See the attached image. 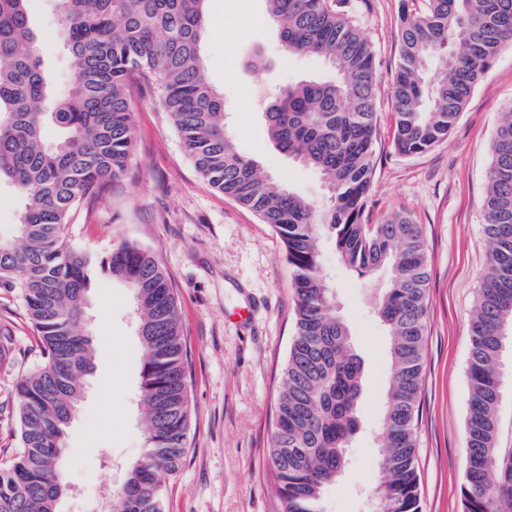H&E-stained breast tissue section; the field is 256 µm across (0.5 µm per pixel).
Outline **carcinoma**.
Segmentation results:
<instances>
[{
	"instance_id": "cac0c4a2",
	"label": "carcinoma",
	"mask_w": 512,
	"mask_h": 512,
	"mask_svg": "<svg viewBox=\"0 0 512 512\" xmlns=\"http://www.w3.org/2000/svg\"><path fill=\"white\" fill-rule=\"evenodd\" d=\"M26 0H0V183L23 199L15 235L0 238V280L18 286L44 362L16 385L19 450L0 466V512H56L66 492L65 435L94 368L83 324L99 276L134 294L144 334L140 388L146 446L113 496L112 512H164L162 477L187 454L191 374L176 292L154 253L124 244L99 256L68 246L63 226L89 194L124 173L132 146L134 78L156 82L199 175L282 238L299 303L283 372L269 465L283 512H323L359 430L363 365L336 315L323 245L361 278L390 271L374 311L391 342L375 509L420 512L416 425L426 340L429 266L421 225L408 215L365 223L374 173L379 75L346 0H266L288 55L323 59L328 79L272 94L265 119L274 147L315 169L319 208L265 179L224 128V96L201 54L207 0H56L71 60L60 96L41 66ZM400 16L392 79L394 148L422 153L448 136L506 45L512 0H423ZM58 139L50 144L44 128ZM483 231L492 243L470 324L463 512H512V448L498 444L501 351L512 336V105L502 111L487 172Z\"/></svg>"
}]
</instances>
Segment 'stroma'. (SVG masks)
I'll return each instance as SVG.
<instances>
[{
  "label": "stroma",
  "mask_w": 512,
  "mask_h": 512,
  "mask_svg": "<svg viewBox=\"0 0 512 512\" xmlns=\"http://www.w3.org/2000/svg\"><path fill=\"white\" fill-rule=\"evenodd\" d=\"M371 42L377 87L376 171L367 223L394 214L421 224L430 280L426 344L416 426L421 512H463L469 327L486 272L483 232L486 172L502 109L512 104V48H504L476 86L448 137L413 155L395 151L391 75L400 15L417 0H349ZM40 54L52 77L70 73L55 0H27ZM202 43L208 82L224 95L226 130L236 151L261 172L322 206L318 173L274 149L264 117L266 94L327 74L322 59L286 56L265 0H209ZM261 56L265 67L249 61ZM133 146L121 178L87 197L64 228L66 243L107 254L125 243L152 250L176 290L192 370L191 428L181 469L163 483L165 512H282L268 463L282 373L294 333L297 296L282 239L249 209L200 178L156 86L132 88ZM336 310L363 363L360 429L324 512H370L377 446L390 378V340L369 305L365 279L326 251ZM85 317L96 344L94 370L66 434L68 493L59 512H109L145 446L140 390L143 346L132 293L101 279ZM0 326L9 356L0 361V463L16 438L15 385L40 367L41 343L19 289L0 285Z\"/></svg>",
  "instance_id": "stroma-1"
}]
</instances>
